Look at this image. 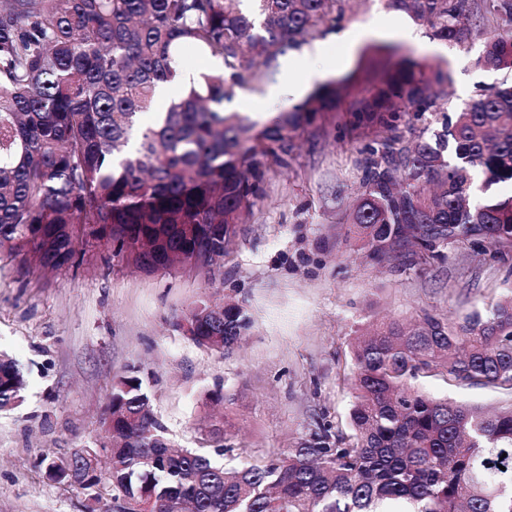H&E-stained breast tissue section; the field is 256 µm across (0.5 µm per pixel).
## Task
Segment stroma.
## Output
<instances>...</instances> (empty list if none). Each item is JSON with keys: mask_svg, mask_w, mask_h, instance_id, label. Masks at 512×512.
I'll return each instance as SVG.
<instances>
[{"mask_svg": "<svg viewBox=\"0 0 512 512\" xmlns=\"http://www.w3.org/2000/svg\"><path fill=\"white\" fill-rule=\"evenodd\" d=\"M401 20L383 0H350L340 25L316 36L320 63L331 64L333 77L346 75L360 50L342 34L369 27L386 35ZM482 48L479 37L466 51L440 45L451 81L438 107L463 108L505 80L476 66ZM302 55L288 51L275 89L238 90L228 110L261 125L296 106L285 87ZM364 146L341 137L331 121L302 135L287 166L269 164L263 196L212 277L194 267L145 274L98 247L87 248L80 267L55 271L0 255V354L27 379L22 402L0 411V512H115L111 495L53 478L46 465L98 446L119 378L142 379L177 447L211 450V425L220 418L227 446L281 451L320 418L348 431L346 378L358 328L424 310L460 319L512 287V260L461 244L442 263L413 266L401 257L372 260L345 240L363 191ZM202 298L247 307L253 327L239 347L211 350L175 330V318ZM419 384L430 395L488 408L502 399L443 376ZM218 390L227 396L219 404L211 399Z\"/></svg>", "mask_w": 512, "mask_h": 512, "instance_id": "stroma-1", "label": "stroma"}]
</instances>
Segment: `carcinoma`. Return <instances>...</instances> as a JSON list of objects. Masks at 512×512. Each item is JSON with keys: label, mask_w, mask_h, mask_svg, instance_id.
<instances>
[{"label": "carcinoma", "mask_w": 512, "mask_h": 512, "mask_svg": "<svg viewBox=\"0 0 512 512\" xmlns=\"http://www.w3.org/2000/svg\"><path fill=\"white\" fill-rule=\"evenodd\" d=\"M0 0V251L58 269L78 267L89 235L148 273L183 257L224 255L254 200L268 160L288 166L295 140L335 119L338 100L375 60L386 67L350 103L342 136H373L365 192L346 235L369 256L432 265L459 243L512 258V81L440 128L418 127L448 84L441 61L389 42L360 52L350 73L258 127L228 112L236 89L260 91L279 58L345 18L347 0ZM468 49L486 35L482 69L512 74V0H384ZM218 59L158 109L160 85L187 68L182 47ZM153 114L152 122L141 116ZM173 326L198 346L229 350L252 319L241 304L198 300ZM350 433L315 424L280 452L174 449L137 376L112 389L100 447L104 473L79 452L62 471L112 492L119 512H512V293L460 319L430 312L410 324L383 319L352 343ZM425 374L494 388L508 400L489 412L429 396ZM26 378L0 357V410L23 400Z\"/></svg>", "instance_id": "cac0c4a2"}]
</instances>
